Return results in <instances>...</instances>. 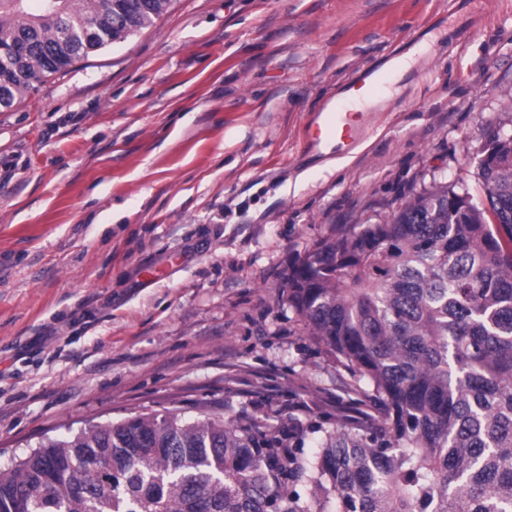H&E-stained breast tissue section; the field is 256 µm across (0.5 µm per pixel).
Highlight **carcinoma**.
Segmentation results:
<instances>
[{"label": "carcinoma", "instance_id": "1", "mask_svg": "<svg viewBox=\"0 0 512 512\" xmlns=\"http://www.w3.org/2000/svg\"><path fill=\"white\" fill-rule=\"evenodd\" d=\"M0 0V108L149 27L170 0ZM467 192L424 191L317 243L282 288L375 409L262 430L166 410L48 438L0 469V512H512V134Z\"/></svg>", "mask_w": 512, "mask_h": 512}]
</instances>
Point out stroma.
Segmentation results:
<instances>
[{"instance_id":"obj_1","label":"stroma","mask_w":512,"mask_h":512,"mask_svg":"<svg viewBox=\"0 0 512 512\" xmlns=\"http://www.w3.org/2000/svg\"><path fill=\"white\" fill-rule=\"evenodd\" d=\"M392 52L414 63L362 142L309 151ZM493 130L512 131V0H171L0 109V468L163 408L335 414L351 376L282 299L290 261L426 189L486 207Z\"/></svg>"}]
</instances>
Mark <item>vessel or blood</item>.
I'll use <instances>...</instances> for the list:
<instances>
[{"instance_id": "b4317fda", "label": "vessel or blood", "mask_w": 512, "mask_h": 512, "mask_svg": "<svg viewBox=\"0 0 512 512\" xmlns=\"http://www.w3.org/2000/svg\"><path fill=\"white\" fill-rule=\"evenodd\" d=\"M388 69L377 66L362 69L349 88L378 95L387 84ZM369 115L365 112H350L345 98L326 105L319 112L307 131L306 144L311 151H342L357 145L365 134Z\"/></svg>"}]
</instances>
